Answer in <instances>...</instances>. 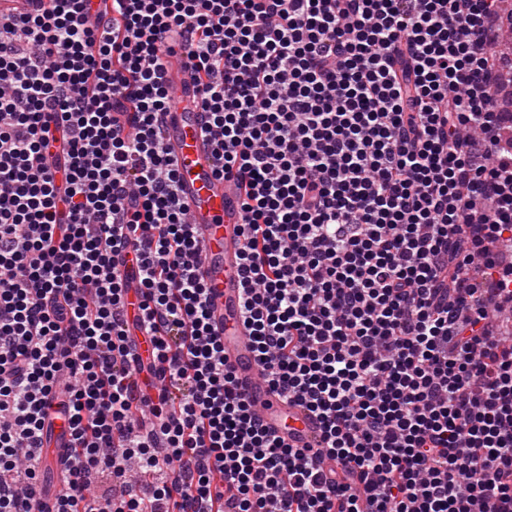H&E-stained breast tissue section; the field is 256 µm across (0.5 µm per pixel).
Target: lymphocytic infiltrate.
<instances>
[{
    "mask_svg": "<svg viewBox=\"0 0 512 512\" xmlns=\"http://www.w3.org/2000/svg\"><path fill=\"white\" fill-rule=\"evenodd\" d=\"M500 0H26L0 15V512H512V111ZM187 51L245 191L243 318L318 448L268 430L209 323L163 147ZM133 250L142 315L119 263ZM155 344L137 352L139 337ZM67 415L66 492L35 459ZM150 411L149 430L134 417ZM27 480H6L20 462Z\"/></svg>",
    "mask_w": 512,
    "mask_h": 512,
    "instance_id": "obj_1",
    "label": "lymphocytic infiltrate"
}]
</instances>
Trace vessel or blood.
Wrapping results in <instances>:
<instances>
[{"instance_id": "vessel-or-blood-1", "label": "vessel or blood", "mask_w": 512, "mask_h": 512, "mask_svg": "<svg viewBox=\"0 0 512 512\" xmlns=\"http://www.w3.org/2000/svg\"><path fill=\"white\" fill-rule=\"evenodd\" d=\"M167 79L174 103L165 114L164 144L179 169L181 196L193 231L203 245L201 269L210 287V322L224 338V354L234 367L240 388L265 424L293 447L316 446L321 434L318 420L265 383L240 319V254L244 245L241 199L230 180L215 174L206 116L193 104L198 86L183 64L170 69ZM70 446L68 420L50 415L40 453L43 469L59 471Z\"/></svg>"}]
</instances>
